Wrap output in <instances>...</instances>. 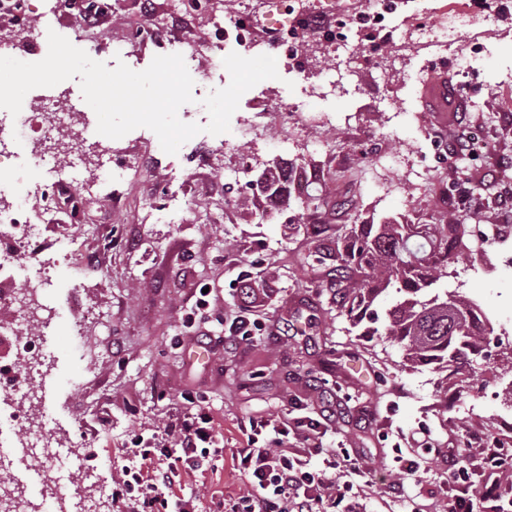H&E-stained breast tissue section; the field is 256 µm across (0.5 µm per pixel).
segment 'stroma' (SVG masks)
Segmentation results:
<instances>
[{
  "label": "stroma",
  "mask_w": 512,
  "mask_h": 512,
  "mask_svg": "<svg viewBox=\"0 0 512 512\" xmlns=\"http://www.w3.org/2000/svg\"><path fill=\"white\" fill-rule=\"evenodd\" d=\"M452 0H393L387 49L368 62L357 26L346 33L349 50L329 51L323 32L281 35L269 0H249L254 31L251 56L273 54L278 78L260 82L240 99L229 132H203L166 154L149 129L122 138L97 134V117L78 79L31 90L26 102L49 98L55 111H76L61 145H81L80 173L87 204L81 221L62 215L68 238L45 228L36 256L15 260L16 282L49 269L39 301L47 323L38 350L46 364L36 379L32 421L56 438L58 462L40 466L19 440L29 422L13 416L10 386L0 387V458L12 466L10 482L39 512H80L71 494L79 466L119 477L128 448L155 445L177 418L198 411L218 421L213 456L198 470L181 469L173 491L204 498L234 497L245 478L232 457L248 420L286 414L319 420L325 447L357 449L371 461L368 478L345 489L353 501L371 480L364 512H449L445 467L434 454L449 440L480 435L512 444L500 420L512 418V242L502 258L481 267L474 252L458 257L439 289L480 303L497 322L479 366L454 380L432 365L405 367L400 348L386 336H360L340 315L327 289L328 267L314 261L319 245L350 224H427L444 190L458 192L456 207L467 227L512 223L501 203L512 185V0H460L475 7L480 30L460 28L456 56L442 46L398 51L411 21L448 25ZM55 0H22V24L0 15V41L14 58L36 62L48 52V31L93 46L94 60L115 68L146 69L162 49L143 36L132 0L87 28L79 13H61ZM486 49L473 70L460 56L475 36ZM454 82H469L470 102L458 112H429L423 84L435 67ZM278 107L259 141L243 139L259 100ZM304 103L312 118L294 138L285 134L290 104ZM481 128L493 154L449 159L450 141ZM49 145L36 135L14 137L0 152V206L28 201L36 214L46 170L35 157ZM110 152L113 167L133 163L121 177L101 176L96 161ZM251 156L248 172L234 171L237 154ZM291 169L317 168L312 190L324 205L313 214L298 201L261 216L237 205L266 162ZM95 319L80 321L86 305ZM255 323L249 339L230 333L234 319ZM206 346L209 358L189 362L186 349ZM462 400L450 414L443 400ZM415 450L422 487L390 493L400 452Z\"/></svg>",
  "instance_id": "obj_1"
}]
</instances>
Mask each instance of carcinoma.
<instances>
[{
  "label": "carcinoma",
  "mask_w": 512,
  "mask_h": 512,
  "mask_svg": "<svg viewBox=\"0 0 512 512\" xmlns=\"http://www.w3.org/2000/svg\"><path fill=\"white\" fill-rule=\"evenodd\" d=\"M256 190L264 198H289L277 180ZM467 230L453 212L431 224H352L328 250L335 262L331 289L339 313L349 317L361 335L378 329L375 305L393 290L401 300L386 314L385 335L411 363L435 364L446 377L461 374V365L482 355L481 318L470 316L469 300L453 292L431 293L448 276V266L465 251Z\"/></svg>",
  "instance_id": "1"
}]
</instances>
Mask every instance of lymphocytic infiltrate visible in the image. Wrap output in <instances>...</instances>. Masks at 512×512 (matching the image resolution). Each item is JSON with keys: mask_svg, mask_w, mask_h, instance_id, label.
I'll use <instances>...</instances> for the list:
<instances>
[{"mask_svg": "<svg viewBox=\"0 0 512 512\" xmlns=\"http://www.w3.org/2000/svg\"><path fill=\"white\" fill-rule=\"evenodd\" d=\"M314 421L296 419H253L245 432L246 445L235 458L246 480L245 492L231 501L215 502L213 512H326L336 502L341 478L366 477L367 466L350 454L325 450ZM270 431L269 446L260 448L255 437ZM213 419L195 414L165 429L159 445L137 449L141 462L125 467L112 489L118 512H198L193 500L168 501L178 464L199 466L200 445L213 440ZM297 435L299 447L288 444ZM325 455L327 467L309 468L311 455ZM442 461L448 467L451 512H474L482 504L485 512H512V484L502 476L512 470V447L451 448Z\"/></svg>", "mask_w": 512, "mask_h": 512, "instance_id": "1", "label": "lymphocytic infiltrate"}]
</instances>
